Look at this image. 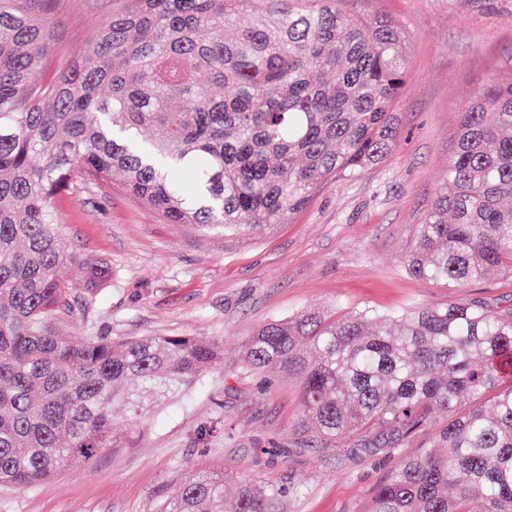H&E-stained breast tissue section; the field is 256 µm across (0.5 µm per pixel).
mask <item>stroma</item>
I'll list each match as a JSON object with an SVG mask.
<instances>
[{
	"instance_id": "stroma-1",
	"label": "stroma",
	"mask_w": 512,
	"mask_h": 512,
	"mask_svg": "<svg viewBox=\"0 0 512 512\" xmlns=\"http://www.w3.org/2000/svg\"><path fill=\"white\" fill-rule=\"evenodd\" d=\"M122 5L58 0L53 68H66ZM353 9L386 12L408 35L401 139L359 179L318 192L293 223L242 236L203 232L167 223L117 184L85 181L57 200L66 247L111 271L95 299L74 284L59 335L195 336L218 342L223 355L185 400L153 410L125 447L39 484L1 488L0 512H160L203 472L224 474L232 487H281L279 512H363L395 458L314 446L297 380L243 371L249 337L271 320L339 303L390 312L479 298L512 307V275L445 288L406 270L447 175L460 112L480 84L512 75V0H356Z\"/></svg>"
}]
</instances>
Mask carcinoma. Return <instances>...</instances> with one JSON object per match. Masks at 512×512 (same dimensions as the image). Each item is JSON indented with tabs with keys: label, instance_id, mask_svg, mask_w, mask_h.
<instances>
[{
	"label": "carcinoma",
	"instance_id": "1",
	"mask_svg": "<svg viewBox=\"0 0 512 512\" xmlns=\"http://www.w3.org/2000/svg\"><path fill=\"white\" fill-rule=\"evenodd\" d=\"M125 0L65 70L50 0H0V486L86 466L185 394L220 355L190 336L66 339L80 279L109 272L65 248L54 202L81 180L122 184L170 224L245 235L289 224L315 194L385 162L401 136L408 38L348 0ZM233 28L232 38L224 30ZM158 131L152 141L145 129ZM512 262V78L460 114L448 180L408 260L448 288ZM245 368L295 377L315 441L399 463L363 512H512V307L480 299L379 313L310 309L248 340ZM426 446L407 448L421 434ZM448 452L437 453L435 449ZM281 488L239 486L231 512H277ZM162 512H225L199 473Z\"/></svg>",
	"mask_w": 512,
	"mask_h": 512
}]
</instances>
